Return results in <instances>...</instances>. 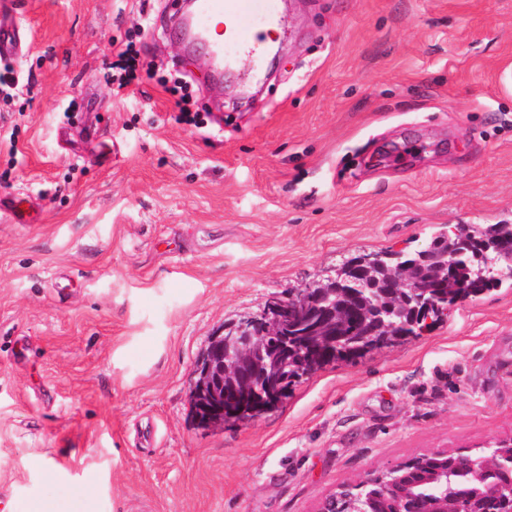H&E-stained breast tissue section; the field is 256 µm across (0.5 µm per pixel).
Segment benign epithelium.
I'll list each match as a JSON object with an SVG mask.
<instances>
[{"instance_id":"benign-epithelium-1","label":"benign epithelium","mask_w":512,"mask_h":512,"mask_svg":"<svg viewBox=\"0 0 512 512\" xmlns=\"http://www.w3.org/2000/svg\"><path fill=\"white\" fill-rule=\"evenodd\" d=\"M410 294L388 306L370 304L350 290L361 280L371 289L383 282L377 277L378 258L362 256L345 263L336 277L321 288H305L288 298H274L263 310L224 326L210 336L201 360L193 372L191 412L205 428L238 423L243 417L275 407L287 393L288 372L301 375L328 348L336 346V331L356 311L373 344L391 336L393 327H403L405 336L428 329L448 306L416 297L436 289L441 270L434 266L433 247L415 251ZM488 460L466 450L457 452L454 470L474 486L477 495L496 499L500 489L485 481ZM421 512H464L462 503L445 498H420Z\"/></svg>"}]
</instances>
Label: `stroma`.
Wrapping results in <instances>:
<instances>
[{"label":"stroma","instance_id":"stroma-1","mask_svg":"<svg viewBox=\"0 0 512 512\" xmlns=\"http://www.w3.org/2000/svg\"><path fill=\"white\" fill-rule=\"evenodd\" d=\"M275 61L230 81L151 0L153 76L101 77L139 0H5L0 512H316L346 482L512 436V288L340 361L253 421L198 427L223 326L438 228L512 223V0H277ZM192 80L199 126L158 76ZM14 142H7V135ZM50 458L54 470L41 468ZM21 36L16 26H5L0 22V56L14 58L19 55Z\"/></svg>","mask_w":512,"mask_h":512}]
</instances>
